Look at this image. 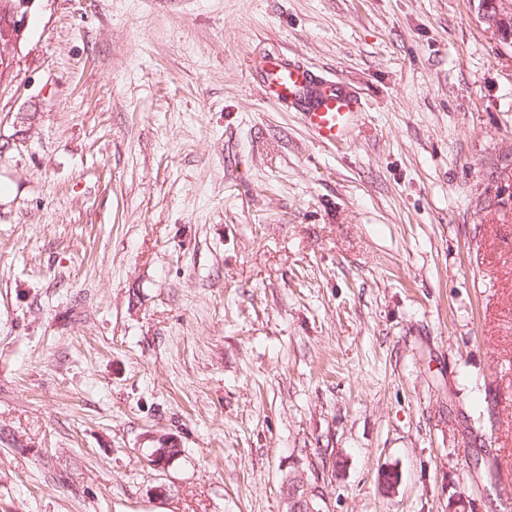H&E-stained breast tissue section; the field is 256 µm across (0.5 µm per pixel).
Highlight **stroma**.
<instances>
[{
    "label": "stroma",
    "mask_w": 512,
    "mask_h": 512,
    "mask_svg": "<svg viewBox=\"0 0 512 512\" xmlns=\"http://www.w3.org/2000/svg\"><path fill=\"white\" fill-rule=\"evenodd\" d=\"M264 52L347 83V143ZM312 462L323 512H507L512 47L475 0H41L0 78V512H283ZM252 75L266 94L297 112L321 142L336 146L347 141L359 105L342 80L281 53L257 57Z\"/></svg>",
    "instance_id": "obj_1"
}]
</instances>
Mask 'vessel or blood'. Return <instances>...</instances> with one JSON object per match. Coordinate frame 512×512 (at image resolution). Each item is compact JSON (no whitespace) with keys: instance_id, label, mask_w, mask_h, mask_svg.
<instances>
[{"instance_id":"1","label":"vessel or blood","mask_w":512,"mask_h":512,"mask_svg":"<svg viewBox=\"0 0 512 512\" xmlns=\"http://www.w3.org/2000/svg\"><path fill=\"white\" fill-rule=\"evenodd\" d=\"M252 75L266 94L297 112L323 143L346 142L358 109L343 81L313 71L300 59L281 53L257 57Z\"/></svg>"}]
</instances>
